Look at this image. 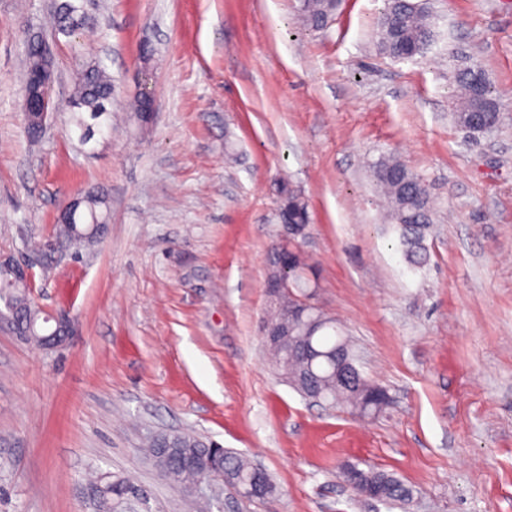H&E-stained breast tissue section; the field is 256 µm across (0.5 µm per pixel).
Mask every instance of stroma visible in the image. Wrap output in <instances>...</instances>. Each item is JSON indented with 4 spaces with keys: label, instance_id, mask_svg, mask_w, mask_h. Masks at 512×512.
I'll list each match as a JSON object with an SVG mask.
<instances>
[{
    "label": "stroma",
    "instance_id": "obj_1",
    "mask_svg": "<svg viewBox=\"0 0 512 512\" xmlns=\"http://www.w3.org/2000/svg\"><path fill=\"white\" fill-rule=\"evenodd\" d=\"M298 5L87 0L67 38L56 0H0V255L51 237L77 193L103 188L109 206L97 243L33 269L31 299L68 313L74 336L42 350L0 327V512H103L92 474L141 488L117 512H512V0H427L434 40L405 61L377 43L386 0H343L320 30ZM27 28L55 54L57 108L35 142ZM96 59L112 127L82 143L71 93ZM472 61L501 116L485 133L451 118L453 71ZM144 83L146 130L128 109ZM388 153L434 202L416 273L370 173ZM282 181L310 205L316 302L392 400L378 417L311 403L263 343ZM168 430L247 457L277 497L186 495L145 452ZM347 462L395 474L412 501L353 491Z\"/></svg>",
    "mask_w": 512,
    "mask_h": 512
}]
</instances>
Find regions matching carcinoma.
<instances>
[{
  "mask_svg": "<svg viewBox=\"0 0 512 512\" xmlns=\"http://www.w3.org/2000/svg\"><path fill=\"white\" fill-rule=\"evenodd\" d=\"M300 15L310 27L322 29L335 16L334 5L330 0H304L300 3ZM85 21L84 0H61L57 9V30L71 35ZM377 39L381 49L397 59L423 54L433 40V22L429 11L413 0H388L378 29ZM25 76H30L38 67L39 39L34 34L25 37ZM460 96L457 104L462 107V117L477 108L493 104L488 87H483L480 95L473 92L471 75L459 69L454 75ZM112 79L98 62L87 64L79 73L72 99L71 122L79 132V140L85 141L93 133V127L110 128L112 125ZM373 182L384 197L392 228L399 233L400 244L409 267L416 271L427 265L428 254L425 245L427 234L433 223V207L430 192L423 177L411 171L394 156H381L371 165ZM277 217L281 224H302L310 226L309 204L305 197L291 184L282 182L276 188ZM82 220H73L72 226L58 227L57 236L73 245V238L89 230L91 225L104 219L108 214L107 195L102 190L81 194ZM306 267L304 258L283 248L271 249L268 258V275L288 274L295 284L296 294L305 293L308 283L302 279L301 271ZM11 300L26 312L24 325H37L42 311L20 289H11ZM347 343L332 319H327L308 335V328L300 319L293 318L288 324V339L271 350L276 365L284 371L288 382L295 388L303 389L301 376L307 366H312L316 374V385L320 397L331 406H346L351 411L377 416L389 406V396L382 388L365 379L359 369H354L353 378L364 381V387L357 392L341 382L335 373L333 356L336 349ZM207 441L191 433H180L179 448L186 454L202 458L196 469H184L173 459L162 458L158 470L167 479L183 486L187 483L216 476L231 487L251 480L257 472L246 457L226 450L224 455L214 456L206 447ZM357 474L368 482L376 483L382 498L386 501L408 503L413 498V489L392 473L372 467L361 468L351 464Z\"/></svg>",
  "mask_w": 512,
  "mask_h": 512,
  "instance_id": "cac0c4a2",
  "label": "carcinoma"
}]
</instances>
